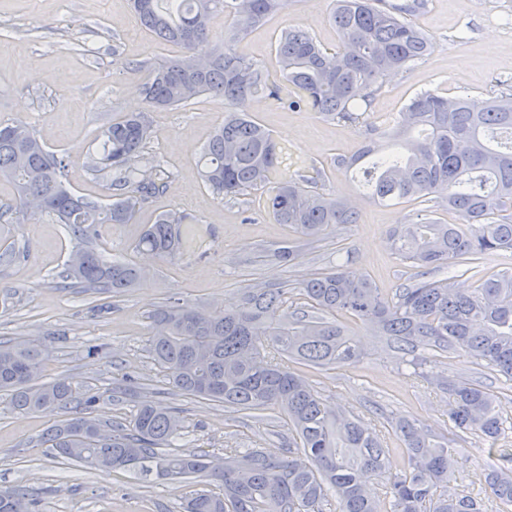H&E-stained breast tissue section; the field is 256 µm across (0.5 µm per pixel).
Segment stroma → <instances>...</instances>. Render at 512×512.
<instances>
[{"label": "stroma", "mask_w": 512, "mask_h": 512, "mask_svg": "<svg viewBox=\"0 0 512 512\" xmlns=\"http://www.w3.org/2000/svg\"><path fill=\"white\" fill-rule=\"evenodd\" d=\"M333 9L334 0H297L293 10L270 16L235 48L271 72L275 40L288 27H300L323 47L335 49ZM415 23L433 48L410 71L386 79L372 101L371 120L393 117L426 90L462 96L479 106L491 96L497 78H512V0H430ZM176 52L138 27L129 0H0V120L29 123L65 160V182L73 191L106 198L104 182L86 169L87 157L112 118L147 111L135 93L138 79L125 66L158 62ZM244 109L283 147L281 176L317 178L324 192L353 201L356 223L337 225L309 243L276 223L264 211L260 194L223 198L205 187L197 161L224 121L223 101L209 96L184 108L148 111L153 136L144 153L164 160L175 177L131 223L102 230L107 258L148 267L139 287L115 297L68 286L60 277L74 245L66 228L46 217L15 224L10 214L0 215V239L22 251L19 259L0 264V339L23 336L40 344L46 353L40 381L66 377L97 394L94 416L105 430L127 425L148 400L178 409L186 427L184 445L217 458L230 447L280 448L288 436L284 416L276 408L244 416L175 393L148 352L151 313L177 300L205 309L234 306L248 284H293L339 264L392 292L414 270L392 253L387 234L394 225L416 222L420 210L414 202H375L334 169L335 156L360 148V130L315 112L283 110L265 98L249 100ZM169 212L184 217L179 254L151 258L137 252L144 226ZM284 248L296 251L295 264L274 259V252ZM345 325L362 342L361 362L352 368L310 369L306 375L326 404L343 406L381 428L393 449L392 468L402 469L397 439L384 418H414L446 435L448 397L423 378L409 376L384 341L369 336L360 322L349 318ZM129 380L135 383L134 396L113 401V388ZM52 421L49 414L13 410L0 394V486L26 489L38 499L39 512H183L195 484L66 462L42 443ZM458 445L470 451L467 493L483 512H501L480 478L482 470L501 466L499 455L488 454L484 441L471 434Z\"/></svg>", "instance_id": "1"}]
</instances>
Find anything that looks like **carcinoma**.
Masks as SVG:
<instances>
[{
	"mask_svg": "<svg viewBox=\"0 0 512 512\" xmlns=\"http://www.w3.org/2000/svg\"><path fill=\"white\" fill-rule=\"evenodd\" d=\"M331 16L339 34L336 50L322 47L299 27L283 30L274 44L279 74L240 56L234 43L292 0H131L135 18L153 38L179 48L160 62H142L141 93L151 109L185 107L202 95L224 101V124L210 136L198 163L205 186L217 195L265 194L276 223L319 240L357 213L344 198L303 182L275 178L283 148L239 102L274 100L281 108L309 109L363 129L365 144L333 166L362 171L373 200L398 204L420 199L458 218L399 224L388 234L390 249L416 269L415 280L387 294L369 279L338 265L298 283L245 288L238 307L204 311L168 302L151 316L149 352L168 384L189 398L224 404L232 412L280 408L288 447L279 455L259 448H226L224 462L199 449L179 450L178 412L143 402L129 425L110 432L92 416L98 398L73 383H39L45 352L30 339L0 340V393L13 409L66 417L54 421L43 443L69 462L100 471H133L180 483L191 477L209 488L186 499L185 512H482L463 489L461 450L454 440L409 418L388 424L399 448L361 417L327 405L297 369L351 367L362 349L340 317L361 321L383 336L400 362L421 368L429 358L452 353L483 366L512 385V268L475 288L433 274L450 265H474L487 253L512 252V81L481 110L463 98L431 91L414 96L387 124L368 120L371 99L392 73H406L433 43L411 17L427 0H336ZM224 14V39L213 40L211 19ZM152 136L147 117L124 115L100 133V148L88 162L106 183L104 204L68 189L66 163L22 122H0V181L14 191L15 224L47 215L78 241L64 264V277L81 288L120 295L136 287L146 270L111 261L96 241L107 224L129 223L140 205L163 193L173 173L143 155ZM182 217L163 214L145 225L135 248L158 256L179 252ZM297 291L304 307L288 310ZM448 394V420L494 451L508 435L496 396L478 380L425 374ZM407 467L394 473L390 454ZM385 479L371 494L368 476ZM482 476L500 504L512 506V471L486 469ZM26 490L0 487V512H37Z\"/></svg>",
	"mask_w": 512,
	"mask_h": 512,
	"instance_id": "cac0c4a2",
	"label": "carcinoma"
}]
</instances>
